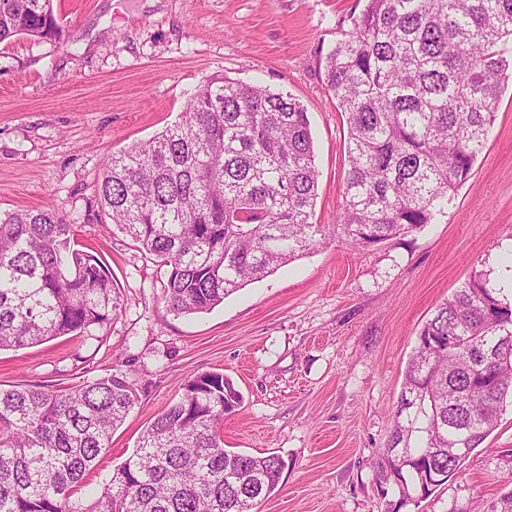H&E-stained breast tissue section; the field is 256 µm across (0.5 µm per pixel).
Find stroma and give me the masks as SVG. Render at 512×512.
Wrapping results in <instances>:
<instances>
[{
    "label": "stroma",
    "mask_w": 512,
    "mask_h": 512,
    "mask_svg": "<svg viewBox=\"0 0 512 512\" xmlns=\"http://www.w3.org/2000/svg\"><path fill=\"white\" fill-rule=\"evenodd\" d=\"M364 0H54L57 40L0 44V211L55 209L104 253L121 307L85 338L0 351V387L58 388L121 371L139 402L86 478L100 489L191 377L220 371L242 392L224 445L286 466L259 512H391L399 493L373 468L403 373L437 303L512 253V91L471 178L438 223L366 249L328 234L303 257L213 310L169 311L166 277L119 230L88 223L113 152L182 116L202 81L226 75L305 108L319 169L313 223L342 201L347 126L324 62ZM512 479V408L463 468L400 512H472Z\"/></svg>",
    "instance_id": "1"
}]
</instances>
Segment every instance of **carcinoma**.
Masks as SVG:
<instances>
[{
    "label": "carcinoma",
    "mask_w": 512,
    "mask_h": 512,
    "mask_svg": "<svg viewBox=\"0 0 512 512\" xmlns=\"http://www.w3.org/2000/svg\"><path fill=\"white\" fill-rule=\"evenodd\" d=\"M60 37L53 0H0V43ZM347 125L336 230L358 248L434 224L471 177L512 81V0H367L324 64ZM319 172L290 95L227 76L182 120L112 153L100 211L166 274L165 302L205 313L302 256ZM482 274L436 306L407 364L378 474L401 508L460 470L512 406V308ZM120 308L105 256L52 209L0 212V349L82 336ZM101 493L81 495L139 401L120 373L0 388V512H257L285 461L224 447L243 401L222 372L180 385Z\"/></svg>",
    "instance_id": "carcinoma-1"
}]
</instances>
